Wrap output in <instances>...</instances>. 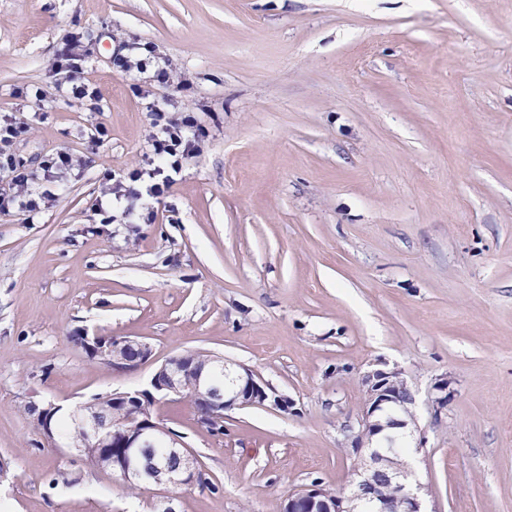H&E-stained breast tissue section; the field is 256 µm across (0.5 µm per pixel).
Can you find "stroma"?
Masks as SVG:
<instances>
[{"instance_id":"1","label":"stroma","mask_w":512,"mask_h":512,"mask_svg":"<svg viewBox=\"0 0 512 512\" xmlns=\"http://www.w3.org/2000/svg\"><path fill=\"white\" fill-rule=\"evenodd\" d=\"M79 39L101 109L39 108L56 52ZM153 43L190 89L135 80L121 42ZM208 131L151 224H103L102 173L148 150L149 99ZM27 123L15 158L85 161L53 204L0 214V500L12 512H133L109 470L39 433L28 403L69 406L144 386L179 354L250 369L289 409L235 408L224 433L190 403L157 418L212 486L175 512H283L320 481L348 487L344 428L361 377L401 369L423 446L428 512H512V0H0V115ZM104 124L109 137L93 143ZM150 344L120 374L81 329ZM448 382V406L430 398Z\"/></svg>"}]
</instances>
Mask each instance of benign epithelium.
<instances>
[{"label": "benign epithelium", "instance_id": "1", "mask_svg": "<svg viewBox=\"0 0 512 512\" xmlns=\"http://www.w3.org/2000/svg\"><path fill=\"white\" fill-rule=\"evenodd\" d=\"M87 352L96 355L100 362L112 366L119 373H131L139 365L149 359L151 346L149 343L130 337H112L107 342L101 336L81 331ZM130 347L140 353L136 359H120L115 351ZM186 374L195 376V392L201 391L209 397L212 411L207 417L197 419L198 424L212 435L224 432V411L233 408L251 406H272L279 409L288 408V400L275 389L257 379L253 372L245 367L232 371L235 380L247 387L246 391L229 392L222 386L211 383L202 366L194 362L191 352L180 354L163 364L152 376L149 384L132 392H118L116 397L134 402L149 398L155 402L170 396H182L185 389L183 378ZM402 381L409 387L408 381L399 369H377L362 377L366 400L357 425L347 426V438L354 454L364 459V463L354 464L356 480L350 490H338L334 494L325 491V487L313 482L310 485L288 495L284 512H363L366 501L372 499L371 490L376 486L380 470L392 465L391 457L379 446L375 445L380 436L390 429H404L407 421L400 418H386L390 409V391L394 380ZM62 406L51 401L40 408V418L36 426L40 433L50 442L57 443L62 438L55 421L56 414ZM118 430H104L97 433L102 448L112 447V441L120 440L122 452L112 458V470L133 482L140 477L135 467V459L145 449L151 448L160 434L170 438V447L182 449L188 463L182 469H170L165 466L158 468L154 476V484L163 486H179L189 484L197 479L198 466L194 453L174 438V434L166 427L150 419L130 416L113 421ZM387 483L394 486L391 497L378 504L376 512H427L423 507L421 486L410 473L394 471L387 476Z\"/></svg>", "mask_w": 512, "mask_h": 512}]
</instances>
